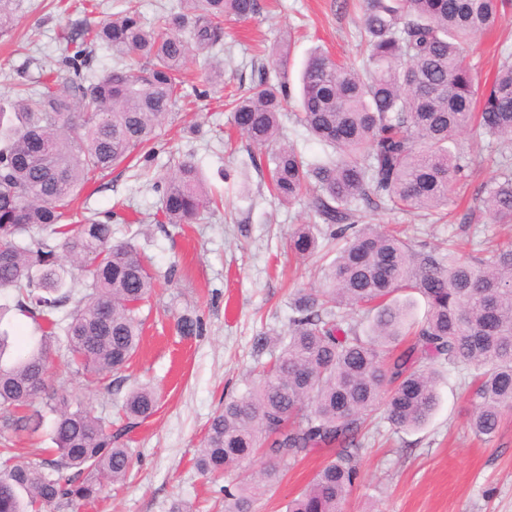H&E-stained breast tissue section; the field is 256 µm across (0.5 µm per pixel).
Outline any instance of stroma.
Listing matches in <instances>:
<instances>
[{"instance_id":"1","label":"stroma","mask_w":512,"mask_h":512,"mask_svg":"<svg viewBox=\"0 0 512 512\" xmlns=\"http://www.w3.org/2000/svg\"><path fill=\"white\" fill-rule=\"evenodd\" d=\"M80 0H19L12 35L0 38V99L17 85H33L40 70L53 71L66 83L70 71L61 63L57 35L63 29L96 25L123 8V0H97L86 14ZM260 12L239 23L225 19L223 48L207 56H189L185 67V102L164 124L152 159L134 155L80 191L74 206L88 215L112 214L115 239L133 238L149 257L152 273L162 276L140 310L144 332L129 368L103 389L72 375L63 350H54L47 383L89 402L96 415L112 423L129 448L133 468L125 484L105 485L100 498L74 505V512H170L183 501L193 512H222V485L240 472L228 471L223 483L210 482L194 458L210 419L225 399L252 383L268 353L255 349L259 337L279 340L288 332L290 303L301 288L323 281L335 251L307 257L288 247L298 224L315 223L305 204L279 205L254 167L255 148L245 137L227 143L231 114L227 95L250 81L261 49L289 43L280 72L298 91L302 65L320 47L340 60L357 54L359 0H259ZM512 49V12L495 28L473 40L469 59L479 86H487L499 67L500 46ZM458 148L470 168L454 192L457 204L438 221L421 211L373 209L364 221L381 230L404 229L418 251L462 243L471 249L485 242H512V224L492 223L477 195L496 175L495 146L464 132ZM194 156L209 191L224 205L196 224H158L153 216L163 181L175 160ZM200 319L193 336L177 332L180 317ZM439 407L418 430H399L376 412L373 428L359 450L360 481L344 512H512V411L504 413L491 441L468 426L469 371L437 368ZM148 383L161 397L146 419L128 420L119 408L134 387ZM333 453L323 450L288 466L281 481L267 489L255 512H287Z\"/></svg>"}]
</instances>
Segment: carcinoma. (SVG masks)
<instances>
[{"mask_svg": "<svg viewBox=\"0 0 512 512\" xmlns=\"http://www.w3.org/2000/svg\"><path fill=\"white\" fill-rule=\"evenodd\" d=\"M17 0H0V37L9 34ZM512 0H362L359 66L313 51L301 73L298 122L331 148L310 162L283 142L281 116L291 94L263 63L258 80L235 101L234 127L264 151L257 168L279 204L308 197L322 221L298 225L290 248L307 256L319 242L343 240L319 288L297 290L287 340L269 349L258 383L224 401L195 458L204 476L219 477L260 454L258 476L224 487V512H253L288 464L336 449L288 512H342L358 483L357 450L372 412L384 407L397 429L425 426L436 412L437 361L479 371L471 392L470 427L493 437L512 410V244L461 255L419 252L405 240L363 223V209L420 210L448 206L468 161L452 146L462 131L498 144L506 170L480 188L496 224H512V52L482 90L466 47L491 30ZM258 0H183V7L144 20L138 6L95 27L59 36L75 79L52 80L0 106V321L15 310L40 333L37 345L3 365L9 334L0 330V512H43L96 500L101 479L122 484L132 459L106 421L84 401L49 391L48 362L58 342V310L74 303L62 328L70 363L97 380L120 371L135 353L139 304L156 286L147 260L130 240H112V214L101 220L71 208L97 175L134 154H156L159 130L183 98L181 74L191 52L211 53L224 18L246 21ZM119 62L96 79L80 67L96 47ZM126 59L139 60L131 71ZM161 196L157 222L189 224L214 204L190 158L177 161ZM84 294L73 300L74 286ZM415 290L428 309L413 320L399 298ZM338 309L360 310L367 329ZM158 395L150 385L122 405L132 419L149 417ZM51 414L50 457L21 461L10 435L37 432Z\"/></svg>", "mask_w": 512, "mask_h": 512, "instance_id": "1", "label": "carcinoma"}]
</instances>
